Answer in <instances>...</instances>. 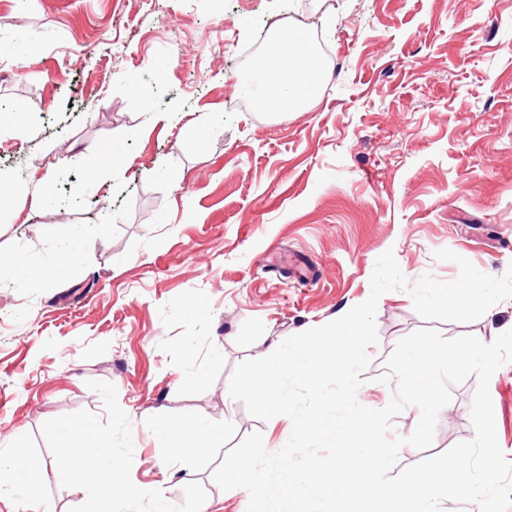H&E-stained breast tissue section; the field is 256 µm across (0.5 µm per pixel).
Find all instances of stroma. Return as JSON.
<instances>
[{
	"instance_id": "stroma-1",
	"label": "stroma",
	"mask_w": 512,
	"mask_h": 512,
	"mask_svg": "<svg viewBox=\"0 0 512 512\" xmlns=\"http://www.w3.org/2000/svg\"><path fill=\"white\" fill-rule=\"evenodd\" d=\"M283 13L325 46L301 112L240 89ZM29 32V53L0 54V171L15 176L0 255L47 267L78 228L81 258L60 283L0 273V440L48 461L56 512L95 490L53 463L48 425L77 422L125 461L112 512H246L213 469L254 431L278 451L292 422L231 397L239 363L365 301L385 251L412 283L458 276L443 248L494 276L512 266V0H0V41ZM38 185L52 199L37 207ZM376 325L356 398L378 409L385 358L424 322L394 290ZM509 329L512 298L439 326ZM476 384L452 386L431 447H402L400 465L473 438ZM489 389L512 460V363ZM202 416L214 443L175 465L155 431Z\"/></svg>"
}]
</instances>
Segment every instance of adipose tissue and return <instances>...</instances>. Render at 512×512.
I'll list each match as a JSON object with an SVG mask.
<instances>
[{
	"mask_svg": "<svg viewBox=\"0 0 512 512\" xmlns=\"http://www.w3.org/2000/svg\"><path fill=\"white\" fill-rule=\"evenodd\" d=\"M321 74V60L304 34L294 29H282L264 63L263 91L259 97L261 107L274 112H292L305 107L317 92ZM61 432L65 442L60 449V463L75 474H92L97 480L95 492L87 500L84 512H112V495L119 487L124 471L122 459L113 455L105 437L93 436L83 426H65ZM159 440L173 457L186 459L209 447L211 426L204 419L188 426L170 423L160 432ZM42 467L41 460L30 456L18 445L0 452V473L9 476L8 481H0V498L13 495L15 478L23 477L28 481L29 503L36 506L38 512H52L32 481L33 475Z\"/></svg>",
	"mask_w": 512,
	"mask_h": 512,
	"instance_id": "ef3b65f1",
	"label": "adipose tissue"
}]
</instances>
